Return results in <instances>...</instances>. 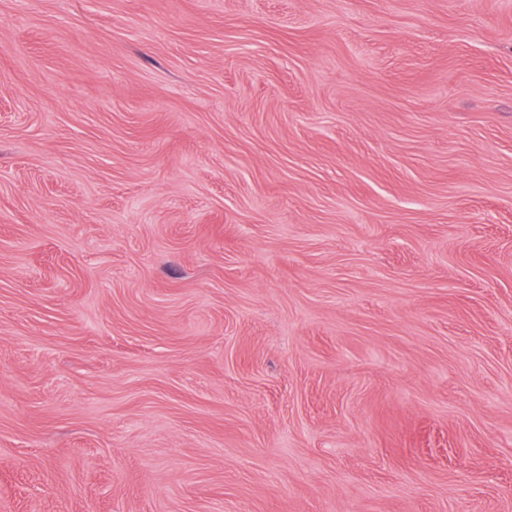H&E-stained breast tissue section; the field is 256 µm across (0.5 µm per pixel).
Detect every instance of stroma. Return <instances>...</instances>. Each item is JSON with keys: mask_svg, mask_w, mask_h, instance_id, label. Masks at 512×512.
Wrapping results in <instances>:
<instances>
[{"mask_svg": "<svg viewBox=\"0 0 512 512\" xmlns=\"http://www.w3.org/2000/svg\"><path fill=\"white\" fill-rule=\"evenodd\" d=\"M0 512H512V0H0Z\"/></svg>", "mask_w": 512, "mask_h": 512, "instance_id": "stroma-1", "label": "stroma"}]
</instances>
